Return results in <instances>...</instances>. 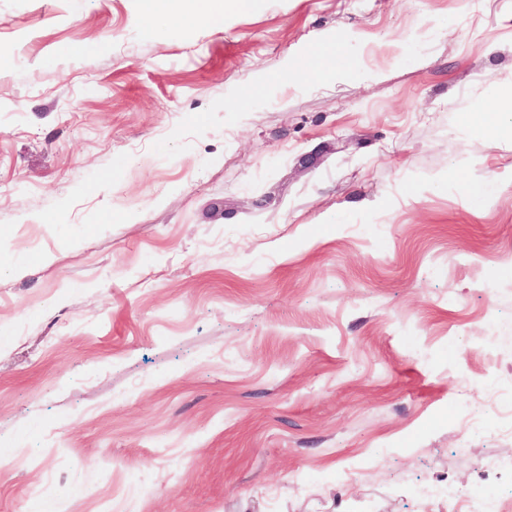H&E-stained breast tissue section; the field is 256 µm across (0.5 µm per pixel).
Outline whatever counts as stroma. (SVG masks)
<instances>
[{
  "label": "stroma",
  "instance_id": "obj_1",
  "mask_svg": "<svg viewBox=\"0 0 512 512\" xmlns=\"http://www.w3.org/2000/svg\"><path fill=\"white\" fill-rule=\"evenodd\" d=\"M138 13L0 0V512L511 498L474 427L512 385V138L461 116L512 81V0ZM324 41L343 75L270 77ZM140 20L144 22L173 21L184 29H209L223 26L224 12L243 14L249 12L255 0H225L218 12L204 3L206 0H139Z\"/></svg>",
  "mask_w": 512,
  "mask_h": 512
}]
</instances>
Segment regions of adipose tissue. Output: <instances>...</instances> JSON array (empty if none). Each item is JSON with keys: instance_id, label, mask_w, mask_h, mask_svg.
I'll return each instance as SVG.
<instances>
[{"instance_id": "adipose-tissue-1", "label": "adipose tissue", "mask_w": 512, "mask_h": 512, "mask_svg": "<svg viewBox=\"0 0 512 512\" xmlns=\"http://www.w3.org/2000/svg\"><path fill=\"white\" fill-rule=\"evenodd\" d=\"M144 22L173 21L184 29H209L222 26L225 12H249L255 0H224L222 11L209 8L205 0H139ZM467 126L489 133L512 131V85L503 87L498 101L486 111L463 116Z\"/></svg>"}]
</instances>
